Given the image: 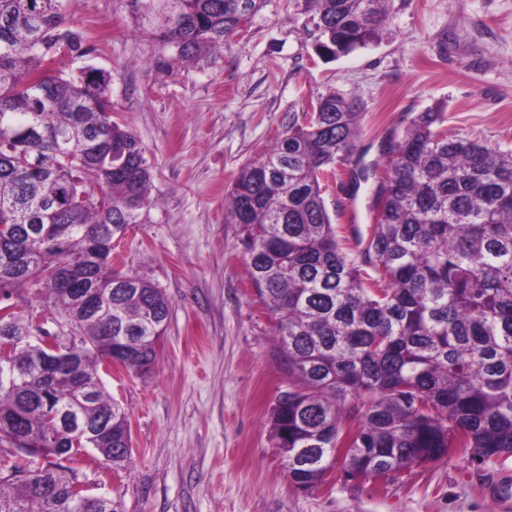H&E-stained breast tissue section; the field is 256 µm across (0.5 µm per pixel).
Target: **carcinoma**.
Wrapping results in <instances>:
<instances>
[{
	"label": "carcinoma",
	"instance_id": "obj_1",
	"mask_svg": "<svg viewBox=\"0 0 512 512\" xmlns=\"http://www.w3.org/2000/svg\"><path fill=\"white\" fill-rule=\"evenodd\" d=\"M66 0H0V298L37 289L74 323L75 360L44 375V351L20 348L15 382L0 387V448L18 476L0 480V512H117L71 498L73 441L96 436L113 470L131 461L129 417L106 391V356L150 371L170 301L112 266V243L140 223L151 167L130 128L112 119L106 78L48 65L45 44L84 57ZM140 30L175 60L233 34L264 0H154ZM317 52L336 59L379 37L390 0H307ZM360 104L334 91L293 115L274 145L238 172L227 219L240 228L255 295L275 319L288 389L270 412L275 445L302 492L344 469L395 473L472 449L512 456V151L450 133L428 107L383 146L366 237L344 247L321 180L362 171ZM99 196H94V190ZM92 195L84 202L83 195ZM73 268L63 285L60 266ZM99 312L82 314L83 289ZM31 329L21 316L1 336ZM54 458L45 466L37 458Z\"/></svg>",
	"mask_w": 512,
	"mask_h": 512
}]
</instances>
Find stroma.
<instances>
[{"label":"stroma","instance_id":"35a3bbf8","mask_svg":"<svg viewBox=\"0 0 512 512\" xmlns=\"http://www.w3.org/2000/svg\"><path fill=\"white\" fill-rule=\"evenodd\" d=\"M67 24L111 74L113 115L152 166L151 205L115 240L120 268L172 303L151 371L101 372L129 415L133 465L96 461L78 473L118 512H512V457L472 451L397 478L347 482L332 471L311 492L293 488L270 435L285 372L275 321L249 282L238 225L225 198L293 113L336 91L361 102L364 164L384 168L380 145L416 112L441 106L450 131L512 150V0H393L378 40L327 60L306 0H265L235 35L188 62L140 33L127 0H69ZM323 182L341 236L367 230L375 180Z\"/></svg>","mask_w":512,"mask_h":512}]
</instances>
